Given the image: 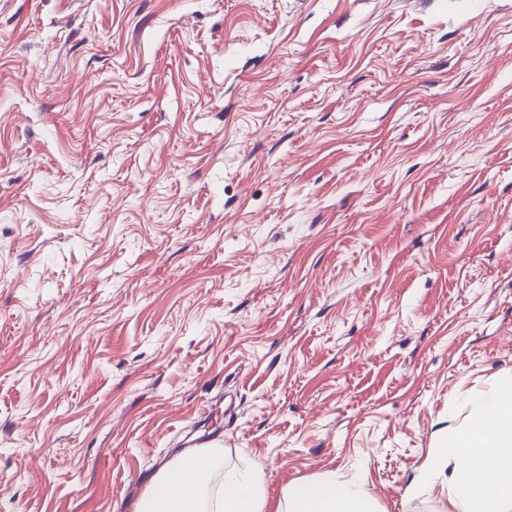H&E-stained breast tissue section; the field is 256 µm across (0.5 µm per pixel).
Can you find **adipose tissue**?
<instances>
[{"mask_svg":"<svg viewBox=\"0 0 512 512\" xmlns=\"http://www.w3.org/2000/svg\"><path fill=\"white\" fill-rule=\"evenodd\" d=\"M198 452L189 449L158 470L151 494L134 512H199L197 497L208 478L195 471ZM424 470L447 475L464 512H512V380L502 382L475 408L465 426L438 436ZM262 475L225 474L213 512H264ZM276 512H379L374 498L335 477L289 485Z\"/></svg>","mask_w":512,"mask_h":512,"instance_id":"adipose-tissue-1","label":"adipose tissue"}]
</instances>
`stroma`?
<instances>
[{
    "instance_id": "obj_1",
    "label": "stroma",
    "mask_w": 512,
    "mask_h": 512,
    "mask_svg": "<svg viewBox=\"0 0 512 512\" xmlns=\"http://www.w3.org/2000/svg\"><path fill=\"white\" fill-rule=\"evenodd\" d=\"M511 377L512 0H0V512L206 431L208 494L440 512ZM262 475L256 471L249 478L236 474L224 475V491L219 492L211 510L214 512H265V498L262 493ZM274 512H380L370 495L336 475L289 485L284 507L278 504Z\"/></svg>"
}]
</instances>
